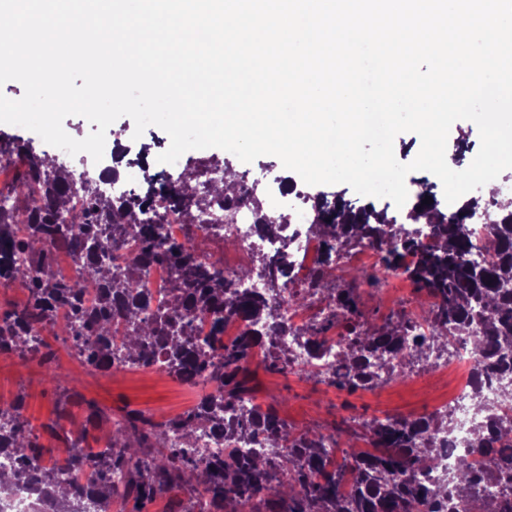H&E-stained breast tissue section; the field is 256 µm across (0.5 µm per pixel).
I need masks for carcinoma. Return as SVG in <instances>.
I'll use <instances>...</instances> for the list:
<instances>
[{
  "mask_svg": "<svg viewBox=\"0 0 512 512\" xmlns=\"http://www.w3.org/2000/svg\"><path fill=\"white\" fill-rule=\"evenodd\" d=\"M18 179L27 196L15 201V208L27 213V224L19 228L12 213L0 210V279L16 283L25 292L23 304L0 316V351L21 355L29 351V329L42 324L51 329L63 326L72 338L78 357L88 367L106 370L112 363L115 321L131 325L125 333L126 362H147L150 351L163 352L169 374L178 379L201 377L212 389L199 397L190 411L156 423L130 410L114 422L115 429L106 446L95 451L87 443L86 432L66 436L68 454L64 462L53 458L38 442L22 419V400L0 405V451L7 450L16 461L13 469H0V497L20 485H34L50 501L54 512H112V500L132 504L131 512H145L147 505L174 488L189 486L196 502L183 508L174 502L170 512H454L458 497H475L480 487L496 481L501 499L481 512H512V427L500 425L494 406L482 403L484 416L474 429L468 455L459 459L452 482H427L422 475L436 467L435 449L420 447V436L438 431L437 421L420 416L413 419H373L363 424L364 435L375 448L365 453L344 450L342 460L333 458L326 442L337 443L344 430L329 434L295 432L272 409L256 407L236 414V404L251 393L249 363L255 349L263 348L270 367L281 372L292 369L278 349L277 332H263L256 325L268 313L264 297L234 288L222 271H210L194 257L192 241L168 244L161 239L156 224L159 214L146 221L145 204L123 200L119 203L97 197L91 208L65 216L72 180L68 170L46 156H37ZM430 195L419 183L413 189V205L404 216L415 222L427 212L436 235L432 246L416 248L411 266L401 265L399 248L405 232L387 210L354 208L337 194L311 196L316 218L312 228L323 238L326 263H332L337 246L369 244L380 254L378 273L364 274L363 280L379 286L382 277L402 274L419 294L435 292L440 304L424 313L431 330L430 346L445 347L450 336L473 340L481 369L506 376L512 373V210L492 198L495 220L488 255L480 262L470 258L467 221L480 207L471 200L455 212L440 207L437 199L424 204ZM224 197L232 205L237 195H227L211 186L203 194L185 186L179 196L187 215L209 205V197ZM112 229V238L102 236L99 226ZM139 241V254L125 274L111 272L103 256L107 244L118 246L127 237ZM74 241L83 251L79 280H58L50 267L57 241ZM24 256L18 263L16 256ZM153 263L172 266L168 307L150 321L139 319L149 291L143 282V268ZM98 297L87 303L88 289ZM341 315L334 321L312 325V343L340 325L347 334L341 341L342 361L349 367L346 377L328 381L354 389L376 386L369 358H384L399 349L411 329L406 314H391L381 322L370 321L359 306L356 287L329 288ZM240 317L249 323L234 337H224V323ZM194 318L210 321L209 350H204L185 334V323ZM199 428H209L226 436L245 435L280 445L275 456L231 451L212 457L192 446ZM179 433L181 448H167L168 435ZM121 482L112 481L113 476ZM91 486L90 497L73 494L74 481Z\"/></svg>",
  "mask_w": 512,
  "mask_h": 512,
  "instance_id": "carcinoma-1",
  "label": "carcinoma"
}]
</instances>
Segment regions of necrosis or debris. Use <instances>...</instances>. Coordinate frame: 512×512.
I'll list each match as a JSON object with an SVG mask.
<instances>
[{
	"label": "necrosis or debris",
	"mask_w": 512,
	"mask_h": 512,
	"mask_svg": "<svg viewBox=\"0 0 512 512\" xmlns=\"http://www.w3.org/2000/svg\"><path fill=\"white\" fill-rule=\"evenodd\" d=\"M121 144H114L112 150L105 152L98 164L97 180L86 181L81 171H73V188L70 192V206L81 211L90 205L91 195L97 194L113 200L125 199L130 195L146 197L150 206L164 217L158 230L161 237L169 243H182L186 240L203 242L230 239L238 246L252 272L249 278L241 280L243 288L264 293L272 311V318L277 323L286 325L285 334L278 336L279 345L286 351L292 365L297 368L334 370L342 365L339 357V338L329 336L323 340L319 354H312L303 335L308 325L317 319L335 312L336 305L328 297L314 288L311 273L324 271L328 276H335L338 266L353 262L358 256V249L340 251L336 263L324 267L326 246L322 239L313 233L311 226L315 215L303 207L290 208L283 224L265 226L257 221V214L252 204L254 198L264 196L270 200L285 198L286 192L278 183L264 182L258 179H244L238 188L240 201L232 208H225L222 199L212 198L210 205L196 212L194 221H187L181 210L173 206L169 199L172 192L178 191L181 175L175 167H167L169 177L167 193H159L152 178L156 173L154 166L144 163L140 158L128 159L127 165L139 169L138 180L122 179L116 165ZM283 265L285 280L289 288H299L307 296L304 303L289 302L287 290L271 292L267 281L276 265ZM405 313L412 319L414 326L404 336L400 351L387 357L385 366L379 369L380 380H389L394 376L405 354H417L425 351L426 339L430 331L425 325L418 309L405 306ZM467 370L465 380L458 385L446 407L439 413L450 421L448 431L429 434L428 440L435 448L439 458L437 476L451 473L459 455L470 448L473 428L480 418L475 405L476 397L495 402L499 405V416L504 425H512V404L502 401L501 383L492 381L477 384L479 367L478 355L472 344L462 341L460 337L451 338L447 357H436V364H443L445 359Z\"/></svg>",
	"instance_id": "1"
}]
</instances>
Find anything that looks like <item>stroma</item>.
Returning <instances> with one entry per match:
<instances>
[{
  "label": "stroma",
  "instance_id": "1",
  "mask_svg": "<svg viewBox=\"0 0 512 512\" xmlns=\"http://www.w3.org/2000/svg\"><path fill=\"white\" fill-rule=\"evenodd\" d=\"M215 158L228 163L235 171L267 180L284 177L298 182L299 176L286 169L272 155L250 163L219 148L190 150L180 162L186 170H195L198 161ZM361 308L368 317L381 318L401 302H417L419 295L405 280L397 281L391 296H380L376 289L361 286ZM53 354L51 363L38 357L18 356L0 359V404H9L23 396V415L42 443L56 452H64L63 441L46 434L44 427L59 422L66 433L86 432L92 447H102L111 434L107 425L90 420L91 408L108 415L137 410L156 421L180 415L196 405L199 390L184 386L167 373L127 367L112 372H95L84 368L70 343L55 336L46 339ZM254 391L252 399L260 406L275 408L280 416L298 431L325 433L334 427L356 428L377 417L408 418L423 415L445 404L453 393L457 376L452 372L431 373L429 368L402 379H395L370 389L351 391L327 385L315 378L285 374L270 369L264 359L249 365ZM56 372L58 382L48 380Z\"/></svg>",
  "mask_w": 512,
  "mask_h": 512
}]
</instances>
